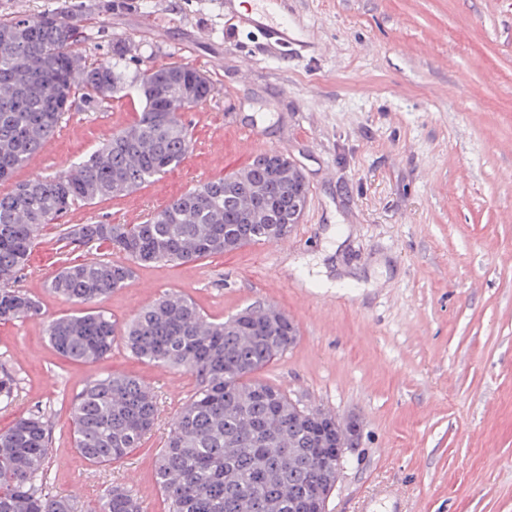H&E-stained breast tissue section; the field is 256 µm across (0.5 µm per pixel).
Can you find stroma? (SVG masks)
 Returning a JSON list of instances; mask_svg holds the SVG:
<instances>
[{
    "instance_id": "1",
    "label": "stroma",
    "mask_w": 512,
    "mask_h": 512,
    "mask_svg": "<svg viewBox=\"0 0 512 512\" xmlns=\"http://www.w3.org/2000/svg\"><path fill=\"white\" fill-rule=\"evenodd\" d=\"M314 57L224 36L221 0H112L86 27L84 53L133 39L131 68L190 64L215 87L185 113L186 160L137 191L67 214L69 224H136L171 198L283 151L310 189L278 244H250L188 265L140 266L101 307L129 321L180 291L224 318L271 303L299 327L260 371L301 407L356 419L360 436L327 512H512V0H295ZM134 91L77 105L55 136L0 183V196L58 171L131 123ZM39 234L17 280L46 317L74 306L50 293L66 262L89 258ZM17 397L0 430L43 415L48 489L97 512L115 485L143 512H168L156 459L195 388L188 374L142 362L123 345L97 363L60 355L38 320L0 322V374ZM105 374L145 382L157 423L120 461L75 449L69 407Z\"/></svg>"
}]
</instances>
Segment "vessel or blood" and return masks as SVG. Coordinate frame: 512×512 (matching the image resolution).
I'll return each instance as SVG.
<instances>
[{
	"mask_svg": "<svg viewBox=\"0 0 512 512\" xmlns=\"http://www.w3.org/2000/svg\"><path fill=\"white\" fill-rule=\"evenodd\" d=\"M224 13L229 18L225 33L256 32L274 48L289 49L299 56L317 52L315 44L298 27L288 0H254L250 9L243 12L236 10L235 0H224Z\"/></svg>",
	"mask_w": 512,
	"mask_h": 512,
	"instance_id": "obj_1",
	"label": "vessel or blood"
}]
</instances>
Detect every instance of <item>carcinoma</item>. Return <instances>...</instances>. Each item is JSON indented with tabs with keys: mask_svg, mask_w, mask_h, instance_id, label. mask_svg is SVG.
Returning a JSON list of instances; mask_svg holds the SVG:
<instances>
[{
	"mask_svg": "<svg viewBox=\"0 0 512 512\" xmlns=\"http://www.w3.org/2000/svg\"><path fill=\"white\" fill-rule=\"evenodd\" d=\"M94 7L82 0L37 17H0V180L25 166L54 136L78 101L138 88L136 119L87 156L54 175L19 184L0 196V321L42 316L38 299L15 286L41 229L75 206L121 196L180 166L192 148L182 113L167 108L181 86L199 89L195 107L214 85L193 66L169 63L130 72L126 39L112 55L92 60L80 51ZM171 73L176 80L158 83ZM260 187V195H226L227 179ZM302 199L288 179L271 181L258 160L171 200L138 224H76L68 244L108 246L121 260L92 258L68 265L49 289L79 311L47 321L52 346L81 362H96L122 343L148 363L195 377L194 393L177 413L156 464V482L169 512H310L308 487L336 429L304 419L280 387L255 377L288 348L299 328L269 307H247L215 319L190 298L170 292L117 327L97 304L134 276L133 265L192 263L248 244L288 237V214ZM12 376L0 377V403L14 399ZM158 416L154 396L134 376L106 375L77 394L71 420L76 450L92 465H107L138 447ZM49 430L38 415L0 431V512H78L73 500L45 490ZM100 512H141L127 489L111 487Z\"/></svg>",
	"mask_w": 512,
	"mask_h": 512,
	"instance_id": "carcinoma-1",
	"label": "carcinoma"
}]
</instances>
